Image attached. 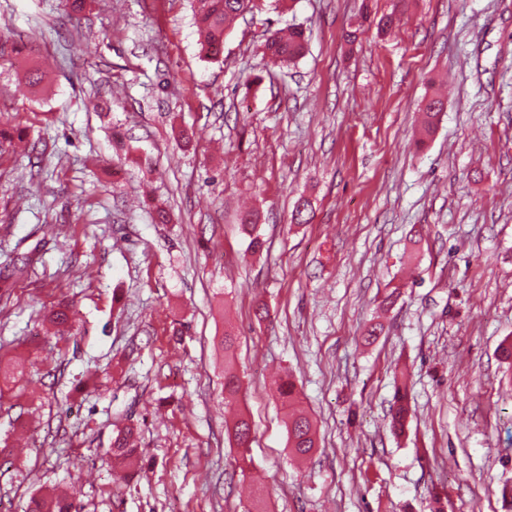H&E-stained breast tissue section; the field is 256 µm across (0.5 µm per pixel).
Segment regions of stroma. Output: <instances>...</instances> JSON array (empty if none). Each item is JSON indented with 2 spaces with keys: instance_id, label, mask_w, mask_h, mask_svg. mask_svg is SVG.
Returning <instances> with one entry per match:
<instances>
[{
  "instance_id": "35a3bbf8",
  "label": "stroma",
  "mask_w": 512,
  "mask_h": 512,
  "mask_svg": "<svg viewBox=\"0 0 512 512\" xmlns=\"http://www.w3.org/2000/svg\"><path fill=\"white\" fill-rule=\"evenodd\" d=\"M200 56L189 0H0V266L37 250L0 297V356L25 358L0 395V512L69 483L82 512H512V0H256ZM306 51L271 65L268 31ZM364 27L355 42L348 31ZM44 62L48 82L26 85ZM445 109L415 149L419 109ZM313 218L295 224L298 199ZM171 213L151 221L154 205ZM262 215L259 254L237 215ZM407 279L394 305H378ZM75 306L70 333L43 318ZM268 315L256 319L257 306ZM383 330L362 343L367 327ZM242 391L221 393L225 326ZM410 418L392 433L396 376ZM291 373L320 446L296 462ZM255 435L229 440L230 412ZM143 470L116 488V428Z\"/></svg>"
}]
</instances>
